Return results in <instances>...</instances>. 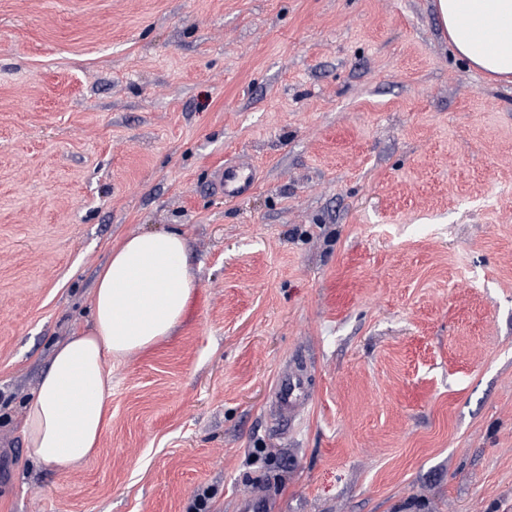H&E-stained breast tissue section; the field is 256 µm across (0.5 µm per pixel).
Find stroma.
<instances>
[{
    "instance_id": "1",
    "label": "stroma",
    "mask_w": 512,
    "mask_h": 512,
    "mask_svg": "<svg viewBox=\"0 0 512 512\" xmlns=\"http://www.w3.org/2000/svg\"><path fill=\"white\" fill-rule=\"evenodd\" d=\"M247 160L255 189L215 185ZM196 288L96 453L20 426L123 237ZM308 377L288 430L273 381ZM512 512V82L434 0H0V512Z\"/></svg>"
}]
</instances>
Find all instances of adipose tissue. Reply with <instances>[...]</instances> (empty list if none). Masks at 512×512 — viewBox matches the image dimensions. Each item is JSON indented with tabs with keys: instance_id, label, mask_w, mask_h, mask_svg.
<instances>
[{
	"instance_id": "ef3b65f1",
	"label": "adipose tissue",
	"mask_w": 512,
	"mask_h": 512,
	"mask_svg": "<svg viewBox=\"0 0 512 512\" xmlns=\"http://www.w3.org/2000/svg\"><path fill=\"white\" fill-rule=\"evenodd\" d=\"M455 51L512 78V0H436ZM195 289L179 231L131 235L112 248L91 296V325L57 347L22 431L30 458L66 470L96 451L112 396V363L170 336Z\"/></svg>"
}]
</instances>
